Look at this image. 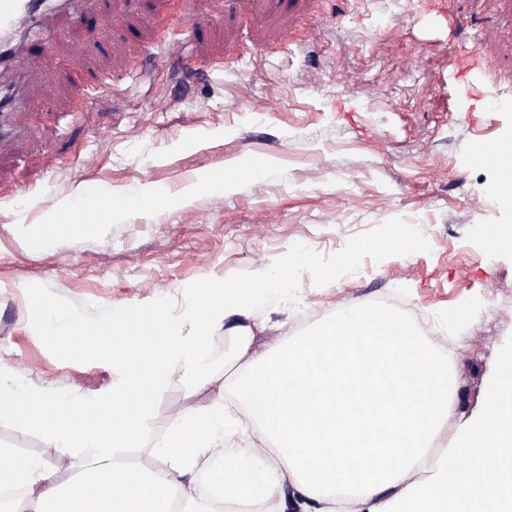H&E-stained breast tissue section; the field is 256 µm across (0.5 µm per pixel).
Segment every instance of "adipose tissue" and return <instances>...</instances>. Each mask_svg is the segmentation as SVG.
Instances as JSON below:
<instances>
[{"label":"adipose tissue","mask_w":512,"mask_h":512,"mask_svg":"<svg viewBox=\"0 0 512 512\" xmlns=\"http://www.w3.org/2000/svg\"><path fill=\"white\" fill-rule=\"evenodd\" d=\"M130 206L127 199L55 206L36 233H95ZM287 290L285 275L261 271L251 281L211 288L203 310L178 319L157 320L132 307L82 326L87 348L119 363L122 381L109 395L78 404L61 398L32 406L0 367V419L39 430L43 459L66 448L95 451L78 480L59 482L41 461L13 463V450L1 447L0 486L25 491L18 512H50L61 498L68 512H170L176 495L184 512H209L196 498V470L224 453L226 390L240 400L260 443L239 448L231 467L214 473L221 500L271 512L290 487L310 512H512V477L488 466L512 448V419L501 416L512 412V347L496 364L487 412L467 421L450 447L439 440L457 402L447 353L393 311L348 309L263 349L266 323H243L229 339L223 374H209L208 330ZM176 362L193 382L169 404L168 432L152 439L145 420ZM214 385L221 394L212 398ZM146 444L164 462L149 475L131 470L124 455ZM463 460L468 469H460Z\"/></svg>","instance_id":"1"}]
</instances>
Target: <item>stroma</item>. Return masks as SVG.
<instances>
[{
  "instance_id": "obj_1",
  "label": "stroma",
  "mask_w": 512,
  "mask_h": 512,
  "mask_svg": "<svg viewBox=\"0 0 512 512\" xmlns=\"http://www.w3.org/2000/svg\"><path fill=\"white\" fill-rule=\"evenodd\" d=\"M171 32L185 58L165 49ZM19 42L26 62L80 46L82 68L32 76V108L0 142V356L23 393L111 390L119 366L72 341L74 325L129 307L177 318L201 283L266 268L294 286L250 311L263 342L391 295L451 354L461 402L442 438L485 413L512 344V252L484 238L512 209L472 152L512 135V0H79L54 43ZM102 73L116 93L77 111ZM246 158L260 185L202 183ZM93 193L134 205L96 236L32 243L50 204ZM398 233L410 254L390 249ZM42 296L62 310L49 328L31 316ZM169 376L154 434L190 382L179 363ZM0 444L36 460L45 438L4 418Z\"/></svg>"
}]
</instances>
